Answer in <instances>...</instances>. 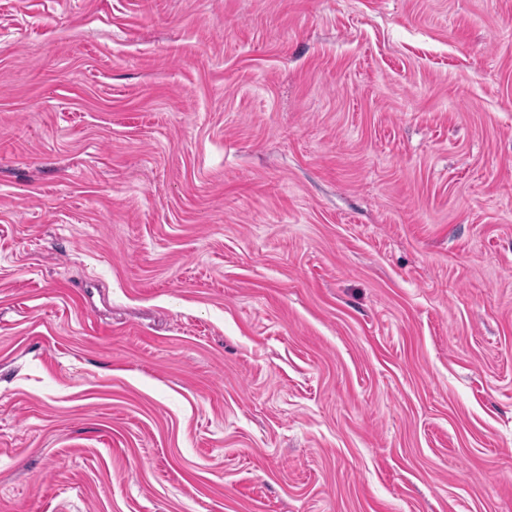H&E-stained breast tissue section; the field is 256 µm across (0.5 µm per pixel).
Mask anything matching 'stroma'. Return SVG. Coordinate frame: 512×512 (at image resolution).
I'll use <instances>...</instances> for the list:
<instances>
[{"instance_id": "35a3bbf8", "label": "stroma", "mask_w": 512, "mask_h": 512, "mask_svg": "<svg viewBox=\"0 0 512 512\" xmlns=\"http://www.w3.org/2000/svg\"><path fill=\"white\" fill-rule=\"evenodd\" d=\"M0 512H512V0H0Z\"/></svg>"}]
</instances>
